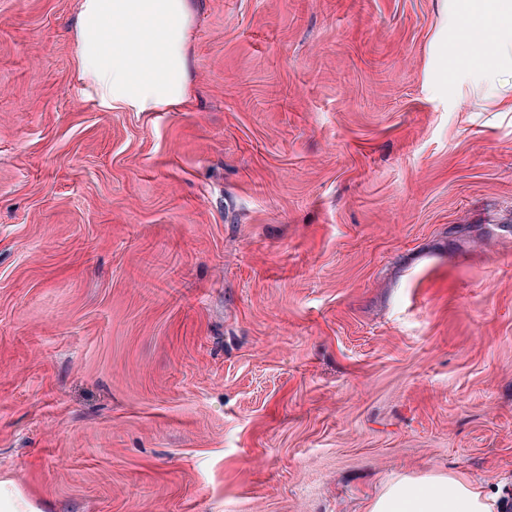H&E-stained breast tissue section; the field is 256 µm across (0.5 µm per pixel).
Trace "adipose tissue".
<instances>
[{
  "mask_svg": "<svg viewBox=\"0 0 512 512\" xmlns=\"http://www.w3.org/2000/svg\"><path fill=\"white\" fill-rule=\"evenodd\" d=\"M448 93L470 89L512 112V0H447ZM190 0H80L74 39L84 96L103 112H165L189 98ZM455 474L397 475L366 512H502Z\"/></svg>",
  "mask_w": 512,
  "mask_h": 512,
  "instance_id": "1",
  "label": "adipose tissue"
}]
</instances>
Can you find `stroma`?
Returning a JSON list of instances; mask_svg holds the SVG:
<instances>
[{"label": "stroma", "instance_id": "stroma-1", "mask_svg": "<svg viewBox=\"0 0 512 512\" xmlns=\"http://www.w3.org/2000/svg\"><path fill=\"white\" fill-rule=\"evenodd\" d=\"M79 0H0V480L43 512L512 499V112L444 0H193L190 98L81 95ZM497 494L453 473L396 475L366 512H505Z\"/></svg>", "mask_w": 512, "mask_h": 512}]
</instances>
